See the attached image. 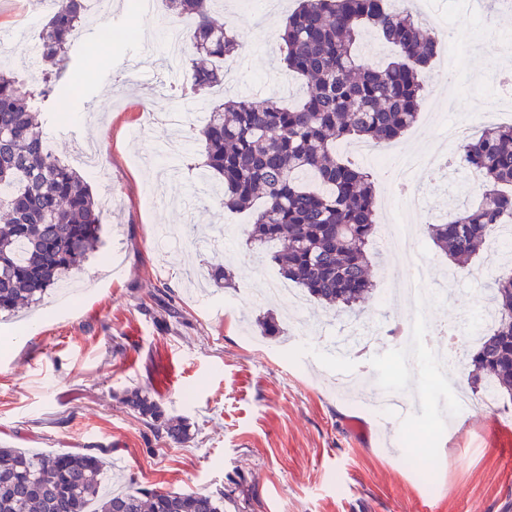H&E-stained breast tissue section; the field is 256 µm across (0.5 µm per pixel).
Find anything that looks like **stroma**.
<instances>
[{
	"label": "stroma",
	"instance_id": "35a3bbf8",
	"mask_svg": "<svg viewBox=\"0 0 512 512\" xmlns=\"http://www.w3.org/2000/svg\"><path fill=\"white\" fill-rule=\"evenodd\" d=\"M296 5L281 0L266 13L261 0H214L215 18L241 42L225 63L233 78L214 99L258 93L299 100L302 81L281 66L278 37ZM41 20L33 0H0V62L31 84L44 68L34 55ZM108 23L137 38L113 43L108 70L86 73L85 59ZM190 24L161 5L150 16L116 8L89 19L73 42L57 82L73 92V110L60 116L46 105L43 130L68 165L83 140L100 146L110 178L86 180L96 200L112 205L100 211L99 246L75 275L82 293L70 309L56 310L57 295L45 296L30 334L18 319H0V446L98 455L109 490L132 483L221 488L230 512H512V397L501 396L493 410L448 416L467 372L453 383L430 369L393 378L391 337H371L367 353L340 356L336 339L347 333L348 314L325 315L311 303L297 325L288 320L287 299L258 301L272 266L247 243L249 214L194 191L202 120L178 129L158 121L180 99L157 84L164 36ZM448 34L467 54L456 66L443 55L432 62L425 107L401 138L430 153L449 146L437 117L474 112L480 96L503 99L489 123H512V87L495 81L512 9H491L479 24L452 14ZM132 61L146 82L128 88L122 72ZM425 190L430 211L414 218L422 228L471 196L454 161L428 173ZM228 252L232 286L192 291L190 279ZM499 268L497 255L480 253L456 279L454 303L433 305V320L459 326L477 319ZM159 288L173 294L181 319L160 320ZM269 313L280 335H261L256 320ZM362 367L374 388L424 390L429 405L389 422L377 418L336 392L337 376ZM133 387L157 392L168 413L195 425V438L148 453L144 426L115 398Z\"/></svg>",
	"mask_w": 512,
	"mask_h": 512
}]
</instances>
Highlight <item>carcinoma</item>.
Returning <instances> with one entry per match:
<instances>
[{
    "instance_id": "1",
    "label": "carcinoma",
    "mask_w": 512,
    "mask_h": 512,
    "mask_svg": "<svg viewBox=\"0 0 512 512\" xmlns=\"http://www.w3.org/2000/svg\"><path fill=\"white\" fill-rule=\"evenodd\" d=\"M194 25L186 35L206 63L187 71L204 100L224 84V61L240 44L212 18V0H163ZM40 32L49 66L43 86L0 71V313L40 301L74 273L100 241L98 205L85 179L46 148L44 103L87 14L86 0H47ZM371 28L398 50L386 65L357 51ZM280 39L288 71L305 80L294 107L272 96L213 106L200 130L203 169L223 185L222 205L253 213L249 245L263 249L281 276L327 309L354 311L375 292L368 246L376 228L371 174L336 154L342 140L384 145L419 118L423 77L440 54L439 39L390 0H299ZM459 162L478 169L481 193L427 225L433 245L458 273L503 224H512V124L487 128L458 146ZM161 315H178L170 291L155 297ZM494 323L471 355V383L512 395V275L493 278ZM119 403L137 414L156 441L184 444L190 422L166 412L150 391L127 388ZM102 460L92 454H33L0 448V512H224V491L130 486L102 490Z\"/></svg>"
}]
</instances>
